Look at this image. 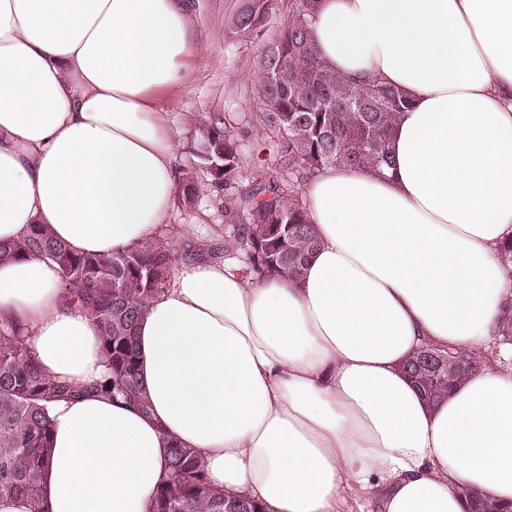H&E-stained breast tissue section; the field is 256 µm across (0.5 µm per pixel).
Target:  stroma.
<instances>
[{"label": "stroma", "mask_w": 512, "mask_h": 512, "mask_svg": "<svg viewBox=\"0 0 512 512\" xmlns=\"http://www.w3.org/2000/svg\"><path fill=\"white\" fill-rule=\"evenodd\" d=\"M242 0H192L195 39L199 52L188 62V79L173 93L160 96L158 107L166 112L178 133L172 158L174 173L195 167V149L201 123L220 114L231 120L243 144L246 159L241 183L253 180L255 170L269 158L273 142L267 133L248 125L250 113L259 111L257 50L249 41L225 34L227 22L239 11ZM199 195L192 208L175 205L170 228H181L175 237L177 266L196 262L199 246L211 254H224V194L213 190L206 172H199Z\"/></svg>", "instance_id": "1"}]
</instances>
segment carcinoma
Listing matches in <instances>:
<instances>
[{
  "label": "carcinoma",
  "mask_w": 512,
  "mask_h": 512,
  "mask_svg": "<svg viewBox=\"0 0 512 512\" xmlns=\"http://www.w3.org/2000/svg\"><path fill=\"white\" fill-rule=\"evenodd\" d=\"M288 2V17L271 37L266 36L267 25L278 0H244L229 24L230 33L259 43L262 107L248 123L263 128L276 144L267 171L247 190H233L245 163L242 143L232 124L216 116L203 124V146L196 149L211 185L225 190L224 256L241 260L246 272L259 280L301 278L318 246L305 205L308 181L329 166L381 171L391 163L389 141L397 116L408 106L396 87L373 79H346L329 70L310 39L317 0ZM177 189L184 206L194 205L199 193L196 171H182ZM29 257L56 264L62 286L77 294L99 328L108 366L106 376L89 386L55 379L37 361L24 327L0 326V497H24L31 512H45L41 484L53 431L50 408L94 394L147 409L135 325L146 302L170 284L175 248L164 238L109 255L77 253L44 225L32 224L19 240L0 244L1 263ZM445 355L450 362L471 366L454 383L479 373L490 360L511 366L512 299L486 355L455 349ZM405 372L432 403L448 392L412 357ZM226 504L235 512H258L255 501L227 497L211 487L195 452L171 443L169 472L154 494L151 512H224Z\"/></svg>",
  "instance_id": "cac0c4a2"
}]
</instances>
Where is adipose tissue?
Listing matches in <instances>:
<instances>
[{
	"label": "adipose tissue",
	"instance_id": "1",
	"mask_svg": "<svg viewBox=\"0 0 512 512\" xmlns=\"http://www.w3.org/2000/svg\"><path fill=\"white\" fill-rule=\"evenodd\" d=\"M190 0H0V242L43 224L77 252L151 240L174 206L160 93L198 51ZM328 68L411 105L381 174L305 187L319 246L300 280L235 259L180 270L135 328L148 410L55 407L48 512H149L178 442L208 483L262 512H468L512 505V367L429 405L402 366L429 346L483 352L512 279V0H319ZM51 376L106 372L100 333L55 264H0V324Z\"/></svg>",
	"mask_w": 512,
	"mask_h": 512
}]
</instances>
